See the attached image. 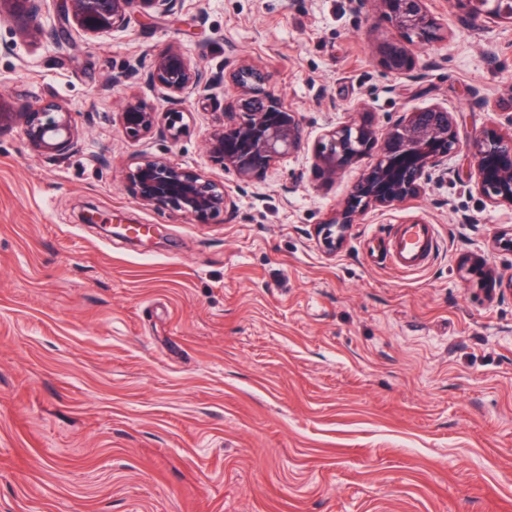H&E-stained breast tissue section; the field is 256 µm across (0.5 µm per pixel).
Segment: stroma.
Here are the masks:
<instances>
[{
	"mask_svg": "<svg viewBox=\"0 0 512 512\" xmlns=\"http://www.w3.org/2000/svg\"><path fill=\"white\" fill-rule=\"evenodd\" d=\"M428 7L445 38L410 45V80L377 61L395 32L372 0H183L35 50L0 18V101L62 98L79 134L51 161L0 131V512H512V255L490 246L512 207L478 193L460 148L335 253L316 235L376 160L321 179L328 130L439 105L464 139L512 113V25ZM172 44L209 71L262 66L299 152L246 182L214 165L225 85L183 105L178 140L129 138L122 105L169 109L143 66ZM151 156L223 182L232 207L140 204L124 178ZM85 202L99 224L79 223ZM416 215L438 250L406 273L385 252ZM477 260L490 281L466 274Z\"/></svg>",
	"mask_w": 512,
	"mask_h": 512,
	"instance_id": "1",
	"label": "stroma"
}]
</instances>
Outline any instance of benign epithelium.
Returning <instances> with one entry per match:
<instances>
[{
  "instance_id": "1",
  "label": "benign epithelium",
  "mask_w": 512,
  "mask_h": 512,
  "mask_svg": "<svg viewBox=\"0 0 512 512\" xmlns=\"http://www.w3.org/2000/svg\"><path fill=\"white\" fill-rule=\"evenodd\" d=\"M40 0H0L9 6L21 39L36 47L46 39L70 37L76 32L97 38L125 27L131 15L165 17L177 13L183 0H60L56 24L45 29L38 22ZM428 0H373L405 39L419 42L443 39L439 24L427 7ZM471 15H483L512 24V0H456ZM378 60L388 72L412 76L414 61L408 49L396 41L378 45ZM149 83L170 105L165 129L176 140L182 132L179 107L217 85L235 93V105L212 126L205 147L209 158L242 180L261 175L272 163L291 156L302 147L304 129L296 112L280 96L266 88L267 73L240 60L228 69L211 74L193 62L175 44L155 55L148 68ZM130 137L151 134L159 125L157 113L129 102L120 112ZM20 124L29 145L55 159L75 150L74 119L59 98L42 100L16 111L0 102V130ZM508 131L495 128L476 132L467 147L475 168L478 192L490 203L512 207V113ZM457 124L447 109L432 105L406 112L387 131L379 132L366 122L351 121L328 131L326 142L315 156L314 168L334 179L360 157L375 150L377 158L367 176L354 188L345 207L321 226L322 244L336 251L359 212L370 207H389L419 194L432 173L446 172L445 158L459 148ZM126 190L140 203L158 211L181 210L200 219L217 215L232 206L224 184L183 168L166 157H147L129 170Z\"/></svg>"
}]
</instances>
